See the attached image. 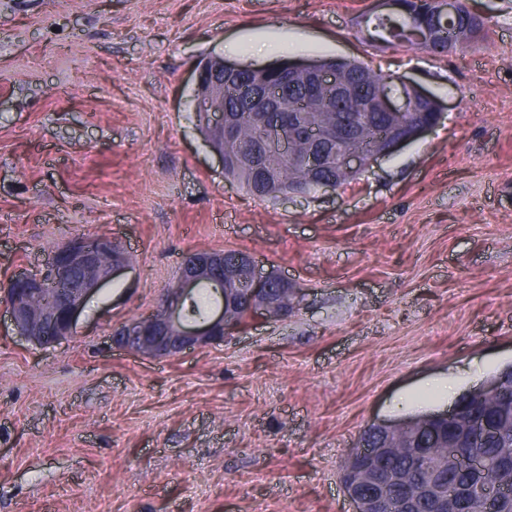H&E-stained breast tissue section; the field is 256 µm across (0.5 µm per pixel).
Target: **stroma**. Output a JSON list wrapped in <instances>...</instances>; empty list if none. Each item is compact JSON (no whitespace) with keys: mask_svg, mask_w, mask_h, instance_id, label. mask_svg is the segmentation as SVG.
<instances>
[{"mask_svg":"<svg viewBox=\"0 0 512 512\" xmlns=\"http://www.w3.org/2000/svg\"><path fill=\"white\" fill-rule=\"evenodd\" d=\"M469 3L487 36L437 54L370 39L376 0H0V284L79 234L130 260L66 340L0 318V512H352L367 426L512 365V0ZM212 56L356 60L441 114L350 184L263 201L194 108ZM202 250L288 279V318L171 359L113 349Z\"/></svg>","mask_w":512,"mask_h":512,"instance_id":"obj_1","label":"stroma"}]
</instances>
